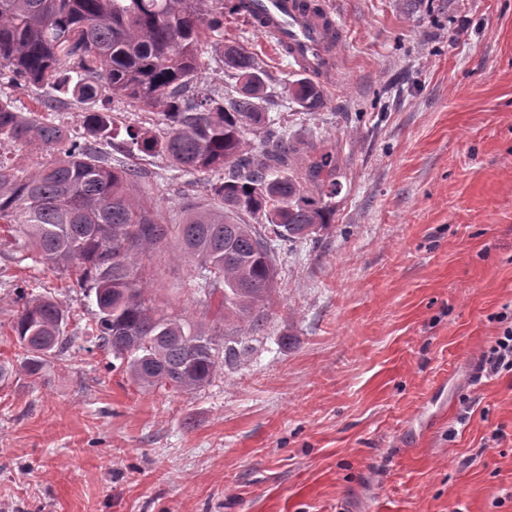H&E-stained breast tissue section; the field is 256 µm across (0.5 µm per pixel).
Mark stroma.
<instances>
[{
  "instance_id": "stroma-1",
  "label": "stroma",
  "mask_w": 512,
  "mask_h": 512,
  "mask_svg": "<svg viewBox=\"0 0 512 512\" xmlns=\"http://www.w3.org/2000/svg\"><path fill=\"white\" fill-rule=\"evenodd\" d=\"M318 2L345 40L316 112L273 39L224 19L265 64L269 117L342 159L333 222L280 261L234 367L188 393L138 386L95 347L73 274L0 232V512H512V372L471 379L512 310V0ZM135 165L168 223L220 206L208 175ZM143 278L223 342L175 244ZM21 287L70 315L36 379ZM303 77L288 87V95L292 97L304 110L309 112H316L323 108L324 98L322 91L312 75L306 74Z\"/></svg>"
}]
</instances>
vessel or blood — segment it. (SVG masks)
I'll return each instance as SVG.
<instances>
[{
    "label": "vessel or blood",
    "mask_w": 512,
    "mask_h": 512,
    "mask_svg": "<svg viewBox=\"0 0 512 512\" xmlns=\"http://www.w3.org/2000/svg\"><path fill=\"white\" fill-rule=\"evenodd\" d=\"M254 10L260 34L290 46L292 55L302 59L308 71L328 76L329 70L320 60L335 56L342 41V33L329 14L301 12L295 0H256Z\"/></svg>",
    "instance_id": "1"
}]
</instances>
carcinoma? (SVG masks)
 Masks as SVG:
<instances>
[{"mask_svg":"<svg viewBox=\"0 0 512 512\" xmlns=\"http://www.w3.org/2000/svg\"><path fill=\"white\" fill-rule=\"evenodd\" d=\"M251 0H0V142L48 153L35 170L0 158V222L24 240L31 258L75 271L76 285L97 307V346L121 361L143 387L197 391L217 368L248 350V337L224 345L183 314L155 305L139 274L147 251L177 240L193 265L198 302H217L219 319L261 331L257 309L270 301L277 278L271 242L291 251L314 239L336 214L341 188L338 155L323 151L294 169L304 142L263 111L265 73L259 60L224 44V14ZM221 49L236 79L191 92L204 65L202 46ZM39 90L38 107L17 104L11 89ZM304 110L323 108L311 76L288 87ZM83 107L82 138L69 135L57 109ZM156 112L152 127L127 125L98 102ZM260 149L245 148V133ZM162 156L186 174L208 173L223 207H187L180 224L157 218L136 198L137 169L125 158ZM259 220L250 224L247 218ZM12 325L24 351L23 369L40 375L66 348L68 315L52 297L20 291Z\"/></svg>","mask_w":512,"mask_h":512,"instance_id":"carcinoma-1","label":"carcinoma"}]
</instances>
